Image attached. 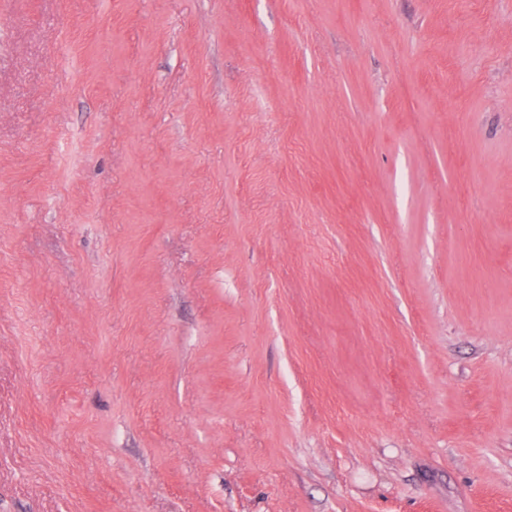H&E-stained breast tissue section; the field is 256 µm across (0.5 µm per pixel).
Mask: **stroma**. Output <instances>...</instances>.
Wrapping results in <instances>:
<instances>
[{"label":"stroma","instance_id":"stroma-1","mask_svg":"<svg viewBox=\"0 0 512 512\" xmlns=\"http://www.w3.org/2000/svg\"><path fill=\"white\" fill-rule=\"evenodd\" d=\"M0 512H512V0H0Z\"/></svg>","mask_w":512,"mask_h":512}]
</instances>
